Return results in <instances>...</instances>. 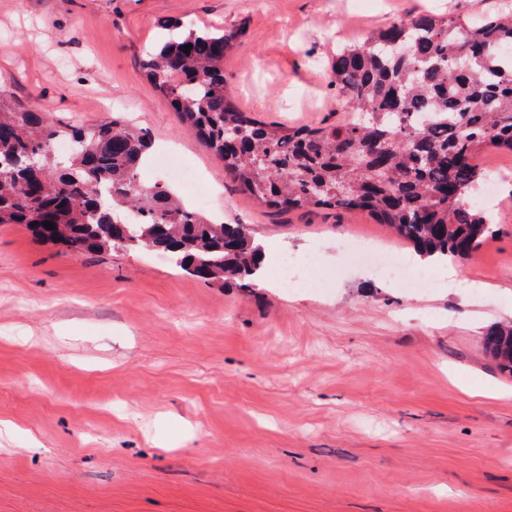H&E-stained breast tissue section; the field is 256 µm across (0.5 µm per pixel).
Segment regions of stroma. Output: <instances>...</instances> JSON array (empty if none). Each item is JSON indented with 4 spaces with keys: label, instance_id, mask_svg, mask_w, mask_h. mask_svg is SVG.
Masks as SVG:
<instances>
[{
    "label": "stroma",
    "instance_id": "obj_1",
    "mask_svg": "<svg viewBox=\"0 0 512 512\" xmlns=\"http://www.w3.org/2000/svg\"><path fill=\"white\" fill-rule=\"evenodd\" d=\"M497 0H0V87L72 129L112 100L153 153L197 174L207 213L331 289L210 284L142 250L74 256L0 224V512H512V376L483 348L512 322V188L498 232L454 263L468 287L372 265L415 260L365 213H274L242 193L140 66L168 25L245 33L239 106L333 123L330 64L406 13ZM374 252L353 263L347 242Z\"/></svg>",
    "mask_w": 512,
    "mask_h": 512
}]
</instances>
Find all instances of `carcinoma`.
I'll return each mask as SVG.
<instances>
[{
	"mask_svg": "<svg viewBox=\"0 0 512 512\" xmlns=\"http://www.w3.org/2000/svg\"><path fill=\"white\" fill-rule=\"evenodd\" d=\"M243 32L190 29L140 65L259 206L365 212L422 258L464 259L494 238L492 213L474 189L487 180V148L512 152V57L504 56L512 12L469 24L406 15L341 47L332 85L352 117L315 126L286 128L239 107L224 63ZM406 39V53L386 48ZM63 134L0 86V224H24L77 256L145 248L204 281L251 286L263 248L245 225L210 220L169 189L137 180L146 132L121 117L74 130L70 137L87 139L59 168L48 152ZM33 154L43 157L37 167ZM483 345L512 375V325L490 326Z\"/></svg>",
	"mask_w": 512,
	"mask_h": 512,
	"instance_id": "obj_1",
	"label": "carcinoma"
}]
</instances>
